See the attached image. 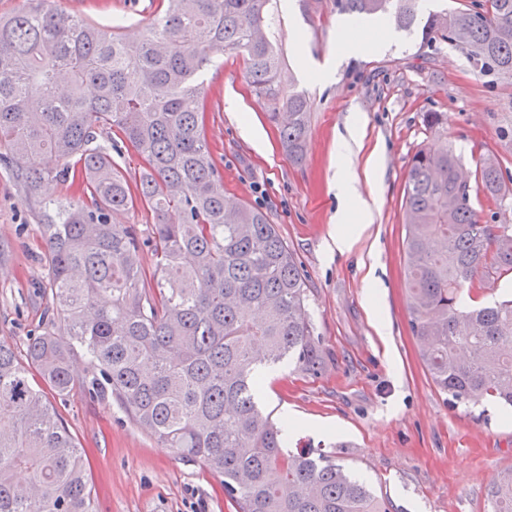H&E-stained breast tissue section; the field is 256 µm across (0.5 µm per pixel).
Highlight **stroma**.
I'll list each match as a JSON object with an SVG mask.
<instances>
[{
    "label": "stroma",
    "instance_id": "obj_1",
    "mask_svg": "<svg viewBox=\"0 0 512 512\" xmlns=\"http://www.w3.org/2000/svg\"><path fill=\"white\" fill-rule=\"evenodd\" d=\"M157 3L58 7L142 31ZM272 7L286 71L312 102L303 161L284 153L279 128L250 93L242 54L216 55L206 76L205 131L224 188L272 217L311 288L327 351L319 376L285 365L270 373L262 403L287 422L289 450L336 458L390 512H491L488 487L512 470V408L452 406L431 380L410 330L404 194L411 158L428 142L453 144L467 171L486 157L512 170V78L482 75L455 46L431 50L417 26L395 30L380 50L346 53L340 33L354 18L336 0ZM324 67L329 77H321ZM228 97L235 108H226ZM430 112L441 115L434 130ZM342 142L361 192L380 196L371 224L345 252L334 243ZM372 154L373 187L365 175ZM37 222L24 190L0 170V340L20 357L51 318ZM44 398L82 450L99 512H235L220 478L162 447L111 400L79 390Z\"/></svg>",
    "mask_w": 512,
    "mask_h": 512
}]
</instances>
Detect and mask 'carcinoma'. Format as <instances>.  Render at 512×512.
Returning <instances> with one entry per match:
<instances>
[{"instance_id": "cac0c4a2", "label": "carcinoma", "mask_w": 512, "mask_h": 512, "mask_svg": "<svg viewBox=\"0 0 512 512\" xmlns=\"http://www.w3.org/2000/svg\"><path fill=\"white\" fill-rule=\"evenodd\" d=\"M416 2L336 6L408 28ZM269 5L159 0L151 35L136 43L55 0L0 16V163L38 207L52 310L25 361L0 341V512H97L82 452L35 374L60 396L79 386L112 400L223 478L236 512H389L335 460L289 451L288 424L258 404L267 373L288 364L317 376L325 363L305 275L269 215L224 192L205 133L203 72L214 54L241 52L288 158L302 159L311 102L286 75ZM423 31L435 47H466L482 74L512 76V0H471L432 14ZM114 129L141 159L134 178L112 163ZM46 152L63 166L44 168ZM72 177L74 201L47 195ZM507 179L484 160L476 192L500 206ZM136 208L155 217L144 244L135 225L112 223ZM405 218L410 328L432 381L454 406H512V300L465 305V292L512 275V225L480 218L449 144L412 156ZM488 495L492 512H512V471Z\"/></svg>"}]
</instances>
